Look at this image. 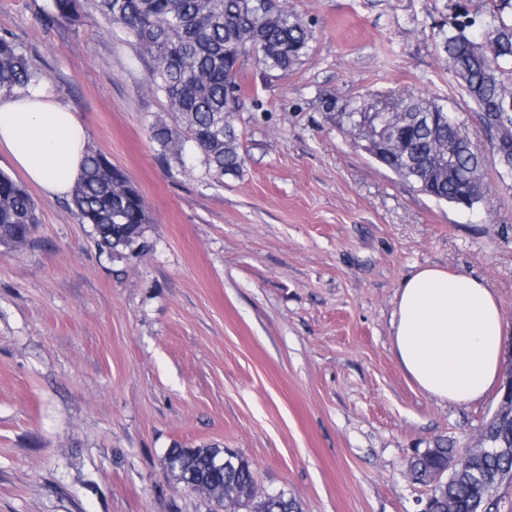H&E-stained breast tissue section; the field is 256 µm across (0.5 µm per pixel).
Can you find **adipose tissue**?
Masks as SVG:
<instances>
[{"label":"adipose tissue","mask_w":512,"mask_h":512,"mask_svg":"<svg viewBox=\"0 0 512 512\" xmlns=\"http://www.w3.org/2000/svg\"><path fill=\"white\" fill-rule=\"evenodd\" d=\"M87 140L77 113L45 83L0 99V150L46 195L71 192ZM390 325L397 363L430 397L470 403L497 387L512 323L483 280L440 266L420 267L402 279Z\"/></svg>","instance_id":"obj_1"}]
</instances>
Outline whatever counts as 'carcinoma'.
<instances>
[{"mask_svg":"<svg viewBox=\"0 0 512 512\" xmlns=\"http://www.w3.org/2000/svg\"><path fill=\"white\" fill-rule=\"evenodd\" d=\"M94 12L111 26L124 29L138 52L151 62L148 87L165 96L177 119L150 125V137L164 159L180 161L186 144L200 153L205 168L218 177L243 170L240 135L231 122L236 108L226 98L241 91L238 78L253 58L268 70L288 72L307 53L312 38L307 28L277 0H90ZM488 15L480 41L464 31L445 33L443 52L448 71L478 112L484 131L494 140L498 165L512 175V0H487ZM53 14L78 22L80 0H51ZM38 77L22 47L0 36V98L23 92ZM403 112H431L423 124L399 123L379 162L419 191L440 201L468 209L482 197L484 167L465 146L453 162L456 174L436 167L448 155V139L455 136L451 116L438 104L412 95L396 100ZM69 207L81 222L94 225L98 244L121 255L130 249L143 254L149 223L141 190L127 174L100 151L86 149L83 175L72 190ZM39 219L31 194L19 182L0 173V246L22 248L36 231ZM183 464L203 483L220 482L230 495L225 501L246 512H298L294 500L273 499L258 491L250 462L224 470L218 478L210 471L211 447L178 449ZM456 449L438 444L416 454L408 473L421 484L445 471L448 455ZM512 471V455L493 454L484 448L462 452L455 474L431 488L440 512H474L492 501L497 508L499 474Z\"/></svg>","mask_w":512,"mask_h":512,"instance_id":"cac0c4a2","label":"carcinoma"}]
</instances>
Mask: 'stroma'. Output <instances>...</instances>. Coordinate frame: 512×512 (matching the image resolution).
Here are the masks:
<instances>
[{
	"label": "stroma",
	"mask_w": 512,
	"mask_h": 512,
	"mask_svg": "<svg viewBox=\"0 0 512 512\" xmlns=\"http://www.w3.org/2000/svg\"><path fill=\"white\" fill-rule=\"evenodd\" d=\"M286 5L310 50L287 73L246 63L244 169L220 179L194 147L161 159L149 126L175 117L126 32L0 0V34L143 193L151 243L112 256L67 197L37 192L30 243L0 246V512H210L168 470L176 446L234 449L301 512H421L409 459L478 444L497 393L430 398L394 359L390 320L402 279L438 265L484 279L512 322V176L438 37L479 34L485 2ZM406 91L474 131L473 208L419 192L346 133V113Z\"/></svg>",
	"instance_id": "obj_1"
}]
</instances>
